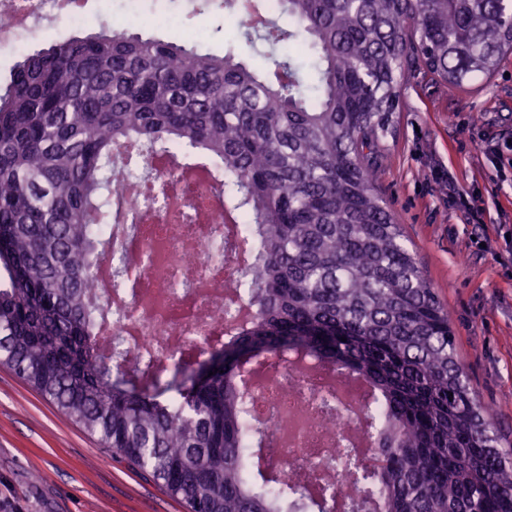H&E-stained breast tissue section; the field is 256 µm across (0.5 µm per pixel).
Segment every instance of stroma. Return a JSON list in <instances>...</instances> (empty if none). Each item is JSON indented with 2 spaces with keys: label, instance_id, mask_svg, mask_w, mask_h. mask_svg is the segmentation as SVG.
I'll list each match as a JSON object with an SVG mask.
<instances>
[{
  "label": "stroma",
  "instance_id": "obj_1",
  "mask_svg": "<svg viewBox=\"0 0 512 512\" xmlns=\"http://www.w3.org/2000/svg\"><path fill=\"white\" fill-rule=\"evenodd\" d=\"M161 8L188 21L186 42L223 54L229 46L257 69L231 19L186 0ZM378 162L376 187L395 214L452 322L458 356L488 408L502 447L512 448V167L492 161L512 146V55L492 77L457 90L425 68L405 80ZM482 196L474 219L448 188ZM0 512H185L150 477L113 457L96 435L0 367Z\"/></svg>",
  "mask_w": 512,
  "mask_h": 512
}]
</instances>
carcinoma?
<instances>
[{"label": "carcinoma", "instance_id": "obj_1", "mask_svg": "<svg viewBox=\"0 0 512 512\" xmlns=\"http://www.w3.org/2000/svg\"><path fill=\"white\" fill-rule=\"evenodd\" d=\"M238 31L270 47L269 74L233 49L202 53L125 28L19 56L0 85V365L103 447L162 482L187 512H334L261 468L244 375L265 355L348 370L369 383L382 466L353 502L378 512H512V451L499 447L456 353L448 310L375 186L399 88L416 63L456 89L512 54V0H279ZM313 54L305 84L290 51ZM205 155L224 212L248 225L252 260L235 317L208 349L213 372L162 399L163 363L113 362L111 312L92 282L112 240L120 173L149 155ZM222 357L220 365L214 364Z\"/></svg>", "mask_w": 512, "mask_h": 512}]
</instances>
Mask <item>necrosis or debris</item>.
I'll use <instances>...</instances> for the list:
<instances>
[{"label": "necrosis or debris", "instance_id": "obj_1", "mask_svg": "<svg viewBox=\"0 0 512 512\" xmlns=\"http://www.w3.org/2000/svg\"><path fill=\"white\" fill-rule=\"evenodd\" d=\"M88 0H0V52L24 53L39 37L41 24L57 20L70 26L85 24ZM207 184L182 178L171 192L181 210L195 211L193 224H171L164 216L138 218L139 187L121 176L115 189L129 214L137 218L135 247L125 243V233L109 226L112 253L125 257L137 269L140 293L123 303L129 318L113 324V334L122 336L130 355L144 354L199 358L214 339L212 312L231 309L228 296L237 280L234 258L213 261L207 242L213 231L225 238L238 235L240 227L224 221ZM332 368L296 374L289 361L274 358L264 364V380L254 389L251 422L267 432L269 455L280 479L318 494L330 491L336 512H347L353 486V470L339 466L317 469L316 461L334 448L355 446L368 431L359 398L336 407L334 429H326L317 410L303 408L302 396L325 397Z\"/></svg>", "mask_w": 512, "mask_h": 512}]
</instances>
